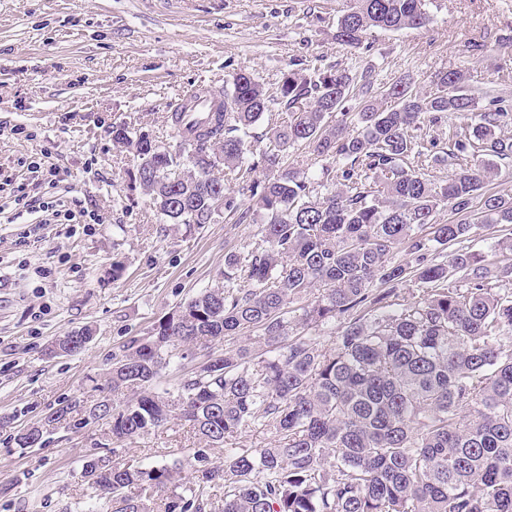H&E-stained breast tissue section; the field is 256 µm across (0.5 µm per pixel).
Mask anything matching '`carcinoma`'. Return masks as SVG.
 Instances as JSON below:
<instances>
[{
  "instance_id": "carcinoma-1",
  "label": "carcinoma",
  "mask_w": 512,
  "mask_h": 512,
  "mask_svg": "<svg viewBox=\"0 0 512 512\" xmlns=\"http://www.w3.org/2000/svg\"><path fill=\"white\" fill-rule=\"evenodd\" d=\"M429 22L426 0H350L336 40L356 48L371 28L399 31ZM424 96L408 78L385 93L368 73L359 88L345 70L314 79L288 71L271 93L247 74L224 88V110L192 138L181 137L180 180L169 173L166 147L112 128L136 157L134 183L170 224H208L214 197L245 223L236 195L265 211L261 239L245 257L224 259V284L205 288L132 338L109 372L107 388L129 397L112 404L109 436L116 444L149 435L172 420L194 427L205 447L182 467L115 463L112 474H84L87 512L102 494L112 512H512V199L473 200L512 167V100L487 91L484 108L461 70L435 75ZM362 107L345 109L353 90ZM394 100L386 110L378 97ZM288 120L272 145L249 160L236 132L254 125L277 101ZM341 115L338 124L326 118ZM448 150L435 160L458 166L438 184L424 158L437 138L414 132L448 117ZM305 144L323 161L314 193L305 173L285 167V151ZM262 167L265 178L250 179ZM241 179L236 191L228 176ZM462 219L436 223L438 211ZM482 224L503 226L493 246L503 259L455 249ZM405 245L408 259L393 260ZM414 283L409 298L401 287ZM323 293L309 299L313 289ZM304 302L299 324L339 322L332 345L288 334L290 305ZM256 329L264 348L224 346ZM203 348L213 362L163 384L161 369ZM73 414L85 425L94 412L80 399L50 414ZM271 428L273 442L237 448L243 432ZM43 427L14 437L21 448L42 445ZM224 449L221 465L208 450Z\"/></svg>"
}]
</instances>
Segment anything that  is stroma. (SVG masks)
I'll list each match as a JSON object with an SVG mask.
<instances>
[{
	"label": "stroma",
	"mask_w": 512,
	"mask_h": 512,
	"mask_svg": "<svg viewBox=\"0 0 512 512\" xmlns=\"http://www.w3.org/2000/svg\"><path fill=\"white\" fill-rule=\"evenodd\" d=\"M348 4L0 0V172L11 179L0 197L24 185L74 213L0 206V512H75L84 461L171 465L200 445L176 421L119 447L100 425L70 420L36 448L12 439L61 401L95 397L129 339L221 282L225 257L246 255L265 221L243 196L248 223L225 212L199 227L166 223L135 189L136 160L113 125L178 150L169 101L240 73L273 91L291 70H368L381 85L411 76L428 96L435 74L462 69L512 94V0H428L425 26L371 30L356 50L336 41ZM86 325L95 335L84 351L51 355L56 337Z\"/></svg>",
	"instance_id": "stroma-1"
}]
</instances>
